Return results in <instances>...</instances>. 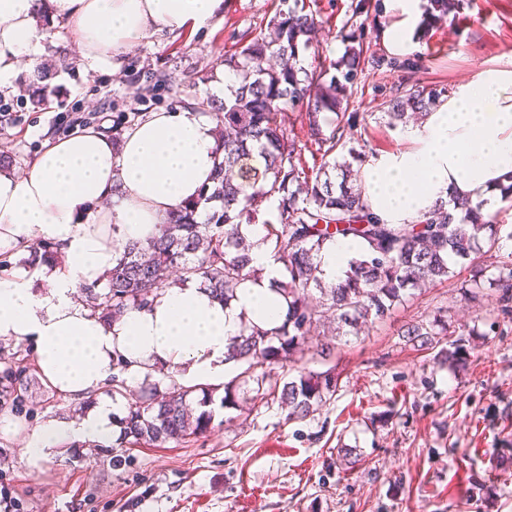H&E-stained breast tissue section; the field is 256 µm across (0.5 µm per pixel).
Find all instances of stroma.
I'll list each match as a JSON object with an SVG mask.
<instances>
[{
    "mask_svg": "<svg viewBox=\"0 0 512 512\" xmlns=\"http://www.w3.org/2000/svg\"><path fill=\"white\" fill-rule=\"evenodd\" d=\"M277 3L224 0L222 14L204 26L139 41L115 71L90 68L74 54L70 28L51 19L52 39L39 56L54 71L45 104L29 106L27 72L6 94L25 103L24 124L0 125L10 171H25L46 142L82 122L122 131L144 113L216 98L225 51L266 28ZM311 8L324 25L303 56L310 70L338 60L342 27L361 23L331 0ZM411 55L423 64L416 80L455 91L512 59V0H462L454 18L415 39ZM151 73L163 83L150 86ZM401 78L370 70L358 77L354 105L366 115L360 133L373 155L408 146L400 129L377 117L382 94ZM470 275L456 266L453 278L339 345L337 391L304 420L243 392L227 409L217 392L211 429L198 442L69 444L32 467L23 460L28 429L80 420L87 403L47 388L38 371L24 372L18 401L0 398L12 417L10 432L0 433V487L20 500L21 512H512V320L495 313L491 295H461ZM441 306L465 336V364L438 366L401 336Z\"/></svg>",
    "mask_w": 512,
    "mask_h": 512,
    "instance_id": "obj_1",
    "label": "stroma"
}]
</instances>
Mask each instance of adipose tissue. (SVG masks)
<instances>
[{
  "mask_svg": "<svg viewBox=\"0 0 512 512\" xmlns=\"http://www.w3.org/2000/svg\"><path fill=\"white\" fill-rule=\"evenodd\" d=\"M398 20L387 32L397 53L412 50L422 0H390ZM224 0H0V89L34 67L46 32L39 13L69 24L91 67L118 68L136 41L176 33L219 13ZM408 150L365 168L368 200L387 223L413 224L435 203L492 201L512 180V61L481 70L419 126ZM212 126L190 109L150 113L120 146L87 127L47 143L26 175L0 172V252L29 253L46 241L60 260L33 273L0 277V339L29 343L44 384L88 401L80 420L48 423L27 434L26 460H48L62 445L112 441L116 408L103 390L114 376L133 383L146 366H165L185 385H222L229 338L244 322L271 329L286 311L275 286L281 266L264 245L250 253L262 278L230 303L193 282L165 289L150 310L119 321L99 318L77 299L112 268L114 248L153 236L180 205L210 185L216 164ZM129 367L118 373L115 357Z\"/></svg>",
  "mask_w": 512,
  "mask_h": 512,
  "instance_id": "ef3b65f1",
  "label": "adipose tissue"
}]
</instances>
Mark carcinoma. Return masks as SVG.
Here are the masks:
<instances>
[{"instance_id":"1","label":"carcinoma","mask_w":512,"mask_h":512,"mask_svg":"<svg viewBox=\"0 0 512 512\" xmlns=\"http://www.w3.org/2000/svg\"><path fill=\"white\" fill-rule=\"evenodd\" d=\"M278 2L270 33L256 34L239 51L225 56L224 66L237 77L229 95L219 103L200 102L217 121L218 164L211 186L203 188L197 201L171 213L158 235L117 247L105 292L90 285L81 293L92 313L118 319L128 310L149 308L176 268L181 281L198 280L227 304L253 275L249 263L255 243L250 236L251 229L259 227L262 243L284 270L277 294L287 312L273 331L250 323L230 339L227 356L239 364V372L224 383L223 404L235 406L236 392L244 386L261 401L280 400L288 407V418L303 420L337 388L331 370L312 371L302 363L305 338L325 322L327 313L336 317L338 335L356 336L363 326L385 320L421 286L450 279L452 267L479 252L481 244L492 249L512 241V230L502 233V225L485 212L484 202L468 199L454 206L462 213L459 218L442 204L416 224H388L380 218L364 195L360 170L338 160L343 151L354 160L366 155L365 145L352 146L361 115L348 111L349 100L363 69L407 71L417 61L369 51L364 27L359 26L342 35L348 49L334 62L342 78L327 82L322 72L302 65L316 15L306 10L304 0ZM459 2L428 0L423 33L445 24ZM53 75L44 64L35 67L33 105L45 101ZM446 93L444 86L399 84L384 96L389 126L395 128L416 114L428 115ZM294 106L305 108L304 143L285 113ZM328 113L335 119L327 132ZM307 152L320 158L314 171L303 161ZM332 169L340 171L337 185L322 178ZM263 201L272 205L275 221L258 225L257 206ZM201 207L209 208L202 222L197 220ZM340 241L357 243L361 253L343 279L328 283L318 257L325 246ZM493 269L489 276L480 269L461 284L462 295L475 298L488 289L494 292L498 311L512 315V252ZM315 290L319 295L313 294ZM401 335L421 350L435 351L440 365L448 364L450 355L460 363L467 361L462 345L451 352L442 348L448 315L441 307L432 318L408 325ZM284 363L296 375L288 380L272 376L268 367ZM169 381L167 396L159 399L153 388H146L139 405L128 408L121 418L124 443L134 447L206 436L212 414L206 409L194 413L188 396L201 391L199 405L204 407L212 402L213 388L186 387L172 377Z\"/></svg>"}]
</instances>
